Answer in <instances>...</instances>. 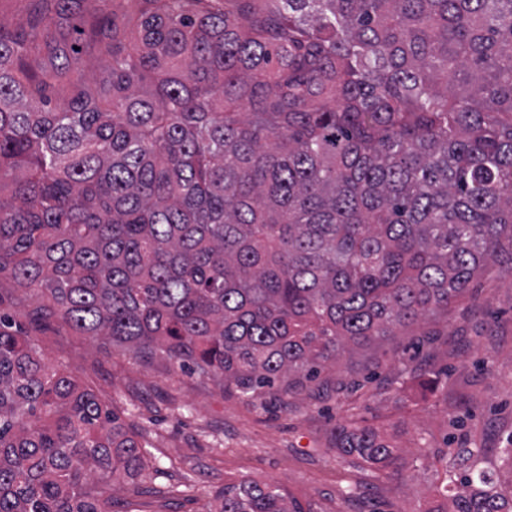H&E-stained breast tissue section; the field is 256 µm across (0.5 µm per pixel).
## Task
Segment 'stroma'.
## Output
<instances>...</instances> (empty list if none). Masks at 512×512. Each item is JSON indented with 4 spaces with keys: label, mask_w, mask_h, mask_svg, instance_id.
Returning a JSON list of instances; mask_svg holds the SVG:
<instances>
[{
    "label": "stroma",
    "mask_w": 512,
    "mask_h": 512,
    "mask_svg": "<svg viewBox=\"0 0 512 512\" xmlns=\"http://www.w3.org/2000/svg\"><path fill=\"white\" fill-rule=\"evenodd\" d=\"M46 358L93 388L154 446L139 479V512H202L227 481L279 485L305 512H429L445 506L436 489L448 448L488 447L483 466L502 494L512 469L497 450L512 436V273L488 271L447 314L342 353L318 366L303 390L250 399L183 373L164 357L150 363L124 348L30 324L36 305L5 293ZM444 376L422 389L421 373ZM361 418L380 428L406 459L398 475L376 477L338 457L332 431ZM187 493H178L179 485Z\"/></svg>",
    "instance_id": "35a3bbf8"
}]
</instances>
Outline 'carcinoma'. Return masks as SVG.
<instances>
[{
  "label": "carcinoma",
  "mask_w": 512,
  "mask_h": 512,
  "mask_svg": "<svg viewBox=\"0 0 512 512\" xmlns=\"http://www.w3.org/2000/svg\"><path fill=\"white\" fill-rule=\"evenodd\" d=\"M0 18V289L250 398L512 271V0H24ZM106 61L98 87L69 40ZM336 451L402 457L376 427ZM152 444L0 299V512H136ZM459 448L452 512H512ZM204 512H304L242 479Z\"/></svg>",
  "instance_id": "carcinoma-1"
}]
</instances>
